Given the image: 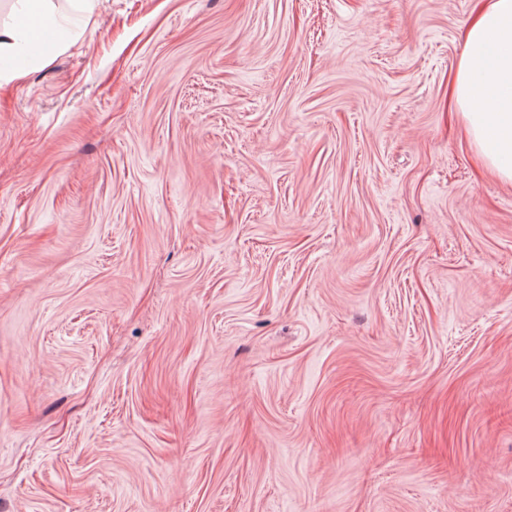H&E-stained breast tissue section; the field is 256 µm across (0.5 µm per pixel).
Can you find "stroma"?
Masks as SVG:
<instances>
[{
	"instance_id": "obj_1",
	"label": "stroma",
	"mask_w": 512,
	"mask_h": 512,
	"mask_svg": "<svg viewBox=\"0 0 512 512\" xmlns=\"http://www.w3.org/2000/svg\"><path fill=\"white\" fill-rule=\"evenodd\" d=\"M476 0H100L0 86V512H512V184ZM452 95L487 168L512 183V0H479Z\"/></svg>"
}]
</instances>
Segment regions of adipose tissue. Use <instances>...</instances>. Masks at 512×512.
I'll return each mask as SVG.
<instances>
[{
  "mask_svg": "<svg viewBox=\"0 0 512 512\" xmlns=\"http://www.w3.org/2000/svg\"><path fill=\"white\" fill-rule=\"evenodd\" d=\"M16 24L0 26V59L13 69L0 81L26 74L22 63L31 55L38 29L50 32L54 44L67 46L71 32L55 0H14ZM464 53L453 80L452 95L465 133L487 168L512 183V0H481L463 33Z\"/></svg>",
  "mask_w": 512,
  "mask_h": 512,
  "instance_id": "1",
  "label": "adipose tissue"
}]
</instances>
